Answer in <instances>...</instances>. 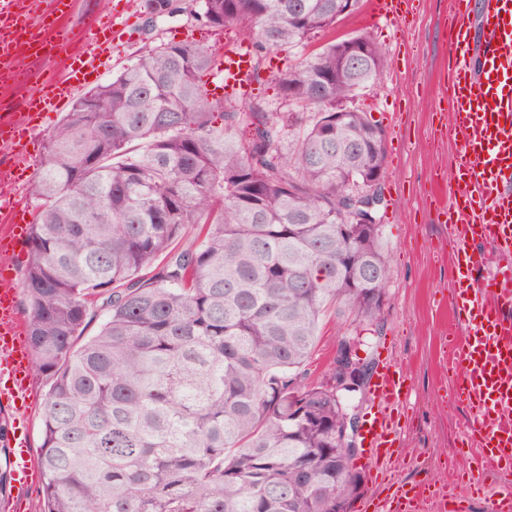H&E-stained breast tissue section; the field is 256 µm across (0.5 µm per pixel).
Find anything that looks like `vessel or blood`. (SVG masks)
Listing matches in <instances>:
<instances>
[{
  "instance_id": "b4317fda",
  "label": "vessel or blood",
  "mask_w": 512,
  "mask_h": 512,
  "mask_svg": "<svg viewBox=\"0 0 512 512\" xmlns=\"http://www.w3.org/2000/svg\"><path fill=\"white\" fill-rule=\"evenodd\" d=\"M419 0H371L377 18L408 22ZM472 0H451L448 9V88L451 128L460 142L454 157L455 188L440 211L448 223V246L455 258L453 288L457 330L445 342L455 376L451 402L468 407L465 444L475 450L479 466H512V0H484L478 28L467 18ZM71 0H51L42 20H35L28 0H0V32L19 28L28 46L0 36V70L16 66L18 54L29 60L28 81L34 89L23 98L27 112L62 109L102 65L103 29L100 19L85 16L68 22ZM62 61L59 79H40V68ZM224 91L246 98L253 87L251 53L247 45L224 51ZM24 134L11 116H0V147L12 164L0 169L8 180L26 156ZM496 250L499 258L483 268L478 245ZM18 288L13 276H0V372L17 375L29 361L20 341L25 328L16 309ZM406 390L397 365L377 371L372 385L374 404L363 440L370 462L392 457L395 437L393 404ZM438 496L434 486L399 487L390 507L363 502L364 512H423Z\"/></svg>"
}]
</instances>
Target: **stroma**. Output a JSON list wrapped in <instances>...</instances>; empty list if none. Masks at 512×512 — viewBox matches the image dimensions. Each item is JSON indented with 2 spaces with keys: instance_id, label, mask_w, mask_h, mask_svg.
<instances>
[{
  "instance_id": "stroma-1",
  "label": "stroma",
  "mask_w": 512,
  "mask_h": 512,
  "mask_svg": "<svg viewBox=\"0 0 512 512\" xmlns=\"http://www.w3.org/2000/svg\"><path fill=\"white\" fill-rule=\"evenodd\" d=\"M368 2L360 0L357 12L304 45L271 50L265 69L270 72L296 63L331 39L354 35L367 36L385 54L379 79L355 100L386 133L381 222L389 260L381 320L359 355L373 366L383 359L397 364L408 378V395L398 416L402 447L388 464L386 478L375 480L365 460L356 462L365 494L383 499L401 485L426 482L447 490L449 474L468 470L473 457L464 453L461 444L467 410L448 400L453 374L443 351L452 320L455 268L435 201L436 196L448 194L450 185L437 183L436 175L452 170L459 148L450 129L448 86L441 80L448 63V0H421L405 28L368 21ZM91 13L117 24L109 37L112 62L89 76L92 88L111 81L148 48L164 43L199 42L210 46L216 57L224 55L227 32L186 12L157 20L149 32L141 0H76L72 19L77 22ZM63 118L60 111L43 113L28 138L29 168L16 177L12 188L14 211L26 222H35L38 213L30 194L35 167ZM49 385L48 377L32 368L22 405L0 401V414L22 441L24 454L34 460L42 444V411Z\"/></svg>"
}]
</instances>
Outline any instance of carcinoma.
I'll use <instances>...</instances> for the list:
<instances>
[{
  "mask_svg": "<svg viewBox=\"0 0 512 512\" xmlns=\"http://www.w3.org/2000/svg\"><path fill=\"white\" fill-rule=\"evenodd\" d=\"M194 12L266 53L298 46L358 0H199ZM150 18L182 0H143ZM363 74L339 41L273 72L285 110L207 89L211 50H147L81 96L49 136L22 282L51 383L39 462L44 512H354L362 479L342 442L359 367L306 366L329 313L337 348L367 344L387 299L385 132L352 106ZM102 315L98 331L85 335ZM0 423V512L11 494Z\"/></svg>",
  "mask_w": 512,
  "mask_h": 512,
  "instance_id": "obj_1",
  "label": "carcinoma"
}]
</instances>
